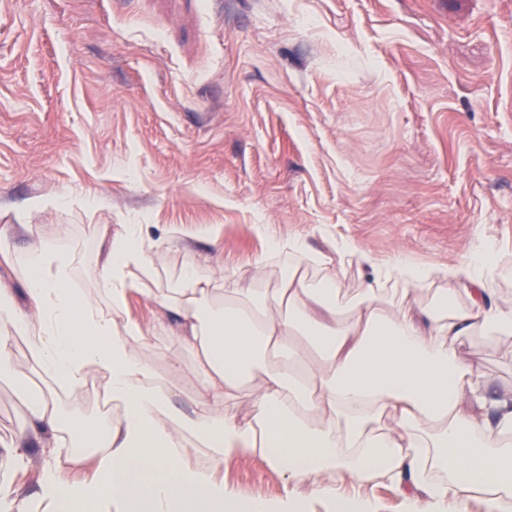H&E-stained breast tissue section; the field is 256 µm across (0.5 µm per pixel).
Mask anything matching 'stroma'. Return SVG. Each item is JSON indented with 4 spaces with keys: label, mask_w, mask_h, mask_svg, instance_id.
<instances>
[{
    "label": "stroma",
    "mask_w": 512,
    "mask_h": 512,
    "mask_svg": "<svg viewBox=\"0 0 512 512\" xmlns=\"http://www.w3.org/2000/svg\"><path fill=\"white\" fill-rule=\"evenodd\" d=\"M0 286L26 305L22 259L57 237L72 285H95L108 225L136 224L152 279L124 316L155 332L150 362L182 409L199 386L175 351L174 314L144 288L247 267L257 225L335 257L347 239L377 258L457 264L483 239L512 265V0H0ZM461 355L512 389V338L466 337ZM0 381V449L22 439L19 389L58 394L62 413L100 423L88 389L71 396L14 344ZM9 483L48 512L44 467L90 478L74 440L42 447ZM218 477L243 500L283 496L285 479L242 452Z\"/></svg>",
    "instance_id": "35a3bbf8"
}]
</instances>
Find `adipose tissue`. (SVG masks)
I'll return each mask as SVG.
<instances>
[{
	"label": "adipose tissue",
	"instance_id": "ef3b65f1",
	"mask_svg": "<svg viewBox=\"0 0 512 512\" xmlns=\"http://www.w3.org/2000/svg\"><path fill=\"white\" fill-rule=\"evenodd\" d=\"M251 267L264 272L272 255L289 262L275 287L245 285L239 271L220 279L185 266L173 287L148 289L175 312L176 346L193 359L200 385L194 411L172 403L169 381L151 367L152 329L124 319L131 270L149 272L138 225L109 238L97 267L111 315L71 288L69 259L52 238L27 253V308L0 287V376L11 367L12 342H30L38 374L76 394L89 372L100 373L120 409L99 433L62 418L57 398L22 391L25 426L35 436L64 433L82 441L94 475L83 485L59 478L60 463L43 473L40 494L58 512H296L308 498L333 506L338 478L358 487L389 478L405 512H468L481 494L484 512H512V393L492 392L457 354L460 340L481 331L512 335V297H503L492 250L477 244L459 265L426 268L404 255L378 260L351 242L339 258L370 268L361 294L345 299L326 257L297 238L273 235ZM321 272L310 283L308 267ZM401 298L383 296L389 281ZM440 283L432 309L411 302L415 287ZM251 386V406L240 417L218 406ZM207 449L211 464L186 465L192 449ZM241 451L259 453L286 479L275 501L239 506L216 468Z\"/></svg>",
	"mask_w": 512,
	"mask_h": 512
}]
</instances>
